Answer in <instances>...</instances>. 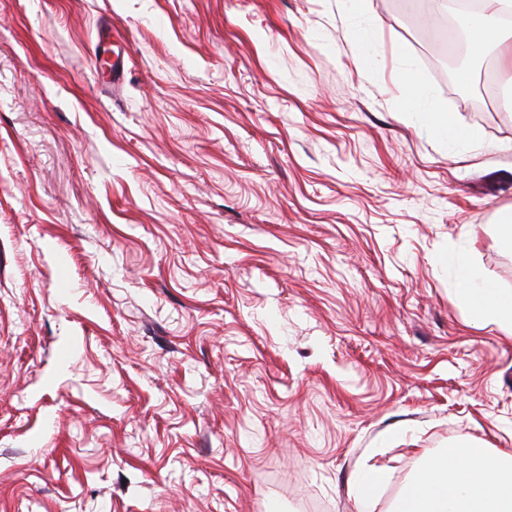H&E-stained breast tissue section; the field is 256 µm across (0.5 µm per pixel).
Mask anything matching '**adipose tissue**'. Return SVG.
I'll list each match as a JSON object with an SVG mask.
<instances>
[{
    "mask_svg": "<svg viewBox=\"0 0 512 512\" xmlns=\"http://www.w3.org/2000/svg\"><path fill=\"white\" fill-rule=\"evenodd\" d=\"M512 11V0H485L483 15L469 21L467 46L473 59L493 53L512 69V27L498 16ZM461 298L477 322L493 321L512 329V291L472 285L462 270ZM391 512H512V455L477 453L470 448L439 452L426 458Z\"/></svg>",
    "mask_w": 512,
    "mask_h": 512,
    "instance_id": "ef3b65f1",
    "label": "adipose tissue"
}]
</instances>
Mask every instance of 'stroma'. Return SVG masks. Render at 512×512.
Instances as JSON below:
<instances>
[{
	"label": "stroma",
	"mask_w": 512,
	"mask_h": 512,
	"mask_svg": "<svg viewBox=\"0 0 512 512\" xmlns=\"http://www.w3.org/2000/svg\"><path fill=\"white\" fill-rule=\"evenodd\" d=\"M0 0V512H389L512 454V81L424 0ZM107 52L94 57L97 28ZM481 133L430 132L398 76ZM461 280L464 285L461 298L470 309L472 319L476 322H497L512 332V291L488 288V283L474 288L466 267L461 268ZM385 480V473L377 468L370 467L361 479L357 480L352 488L355 498L361 503L371 499V486H378Z\"/></svg>",
	"instance_id": "1"
}]
</instances>
